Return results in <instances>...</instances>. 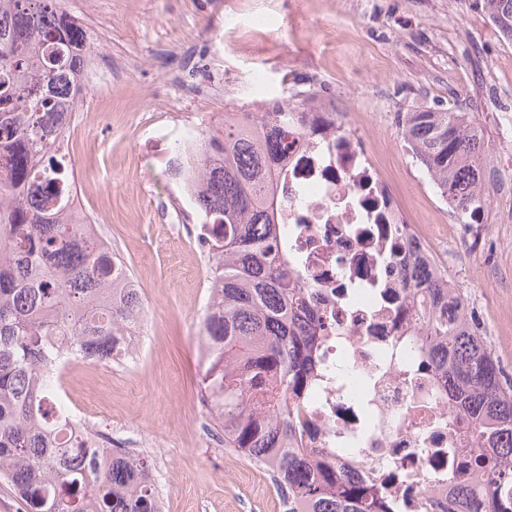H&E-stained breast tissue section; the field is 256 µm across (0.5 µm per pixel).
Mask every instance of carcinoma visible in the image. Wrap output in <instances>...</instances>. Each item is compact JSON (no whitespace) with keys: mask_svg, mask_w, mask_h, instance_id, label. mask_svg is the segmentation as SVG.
Returning a JSON list of instances; mask_svg holds the SVG:
<instances>
[{"mask_svg":"<svg viewBox=\"0 0 512 512\" xmlns=\"http://www.w3.org/2000/svg\"><path fill=\"white\" fill-rule=\"evenodd\" d=\"M512 39V0H476ZM85 34L60 0H0V482L24 512H161L141 452L101 460L98 429L73 418L55 378L65 359L110 360L143 321L140 295L117 253L72 224L76 182L55 111ZM306 107L226 112L218 128L192 133L193 202L208 258L203 316V401L224 447L288 489V512H390L382 489L325 465L298 441L291 395L312 380L315 334L282 244L278 163ZM413 156L448 209L487 211L493 190L512 196L473 112L421 109L400 115ZM429 305L412 335L433 337L437 367L458 409L474 423L479 512H512V379L488 334L448 279L426 266Z\"/></svg>","mask_w":512,"mask_h":512,"instance_id":"cac0c4a2","label":"carcinoma"}]
</instances>
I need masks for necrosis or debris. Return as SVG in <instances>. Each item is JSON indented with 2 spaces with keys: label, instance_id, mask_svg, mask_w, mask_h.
<instances>
[{
  "label": "necrosis or debris",
  "instance_id": "4bbe7bcc",
  "mask_svg": "<svg viewBox=\"0 0 512 512\" xmlns=\"http://www.w3.org/2000/svg\"><path fill=\"white\" fill-rule=\"evenodd\" d=\"M97 49L68 89L111 81ZM279 187L306 310L323 331L313 346L315 380L296 398L302 437L336 470L381 486L397 512H447L474 482L470 421L448 402L432 339L405 327L414 286L402 248L438 262L441 243L468 250L444 224L406 223L383 177L344 124L314 113L289 138Z\"/></svg>",
  "mask_w": 512,
  "mask_h": 512
}]
</instances>
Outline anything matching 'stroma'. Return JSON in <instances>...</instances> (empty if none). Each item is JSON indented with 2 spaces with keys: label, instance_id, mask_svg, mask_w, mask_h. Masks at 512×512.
<instances>
[{
  "label": "stroma",
  "instance_id": "35a3bbf8",
  "mask_svg": "<svg viewBox=\"0 0 512 512\" xmlns=\"http://www.w3.org/2000/svg\"><path fill=\"white\" fill-rule=\"evenodd\" d=\"M112 59L111 83L79 105L87 137L70 156L77 199L142 285L148 351L133 368L85 363L66 377V403L88 425L123 426L163 474L164 512H275L274 493L242 457L198 435L205 370L202 313L208 263L138 123L172 133L275 102L345 115L410 223L445 224L435 186L408 149L399 115L458 108L479 116L499 166L512 164V41L474 0H61ZM265 89L251 92L255 71ZM492 201L468 255L446 262L512 375V223Z\"/></svg>",
  "mask_w": 512,
  "mask_h": 512
}]
</instances>
